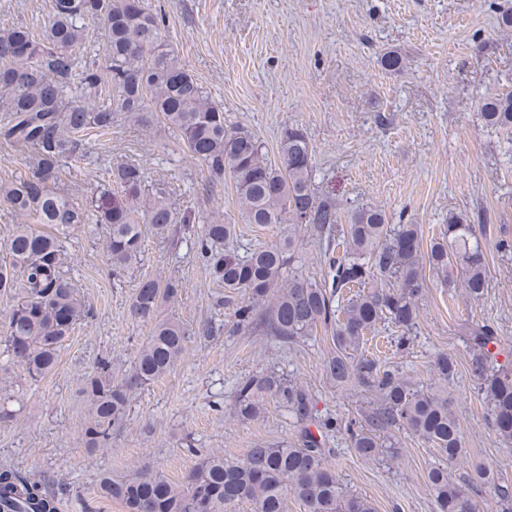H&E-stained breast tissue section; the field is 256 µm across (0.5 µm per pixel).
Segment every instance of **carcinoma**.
Here are the masks:
<instances>
[{
    "label": "carcinoma",
    "instance_id": "1",
    "mask_svg": "<svg viewBox=\"0 0 512 512\" xmlns=\"http://www.w3.org/2000/svg\"><path fill=\"white\" fill-rule=\"evenodd\" d=\"M106 30V67L84 65L76 72L71 49L89 34L88 23ZM103 98L90 108L88 99ZM0 144L32 152L27 171L0 185V199L11 210L44 224H19L5 249L9 263L0 265V295L21 294L12 304L0 344L13 363L37 381L55 370L62 343L76 325L94 317V309L78 295L64 265L63 239L87 221L86 210L68 195L50 188L59 166L76 158L83 140L112 131L122 116L139 122L144 112H158L176 131L186 150L206 165L211 181L233 182L241 219L246 224L310 225L326 246L332 237L342 249L325 250L333 275L316 282L295 268V238L253 249L246 256L217 246L236 235L234 224H205L197 236L196 257L210 276L231 294L243 296L234 308L236 326L252 332L261 328L282 344L330 329L333 347L324 357L326 378L338 387H358L378 398L361 418L321 420L311 393L273 371H261L238 384L236 417L255 418L263 403L275 399L291 410L300 425L292 444L259 442L240 460L211 453L180 482L148 466L131 478L102 476V495L121 501L126 512H230L249 504L252 512H287L288 497L305 512H374L364 497L343 491L329 461L327 433L343 431L355 454L366 459L396 455V432L407 429L433 444L443 464L427 474L435 512H479L473 492L493 490L503 503L512 488L497 475L476 468L460 484L448 477V467L466 453L459 423L448 405V384L455 382L458 363L448 353L433 360L438 385L413 386L398 370L360 353L367 333L380 323L394 326L396 346L410 347L419 322L423 267L447 286L453 270L462 274L461 287L472 299L488 289L485 255L475 225L487 223L477 212L467 220L448 216L441 236L424 249L415 224H391L384 210L362 207L348 224L338 222L336 208L318 195L313 181L314 148L300 126L284 129L279 161L272 162L254 135L227 124L224 111L213 105L169 47L162 16L146 11L140 0H51V14L42 31L19 25L0 29ZM485 125L512 131V92L485 100L479 112ZM110 182L124 197L104 189L91 202L102 226L112 270L141 262L145 230L165 239L177 223L185 230L196 223L190 211L176 217L167 188L148 184L143 166L122 162L109 171ZM373 287L346 299L343 291ZM181 294L179 281L142 276L130 310L152 325L150 335L130 371L112 378V363L97 360L83 379L81 392L89 410L81 437L89 454L106 448L112 429L128 418L138 391L165 375L191 342L187 328L161 316V306ZM468 376L487 405L495 434L512 442V363L497 356L504 347L496 327L472 326L465 336ZM57 496L45 479L23 473L8 461L0 463V512H57Z\"/></svg>",
    "mask_w": 512,
    "mask_h": 512
}]
</instances>
